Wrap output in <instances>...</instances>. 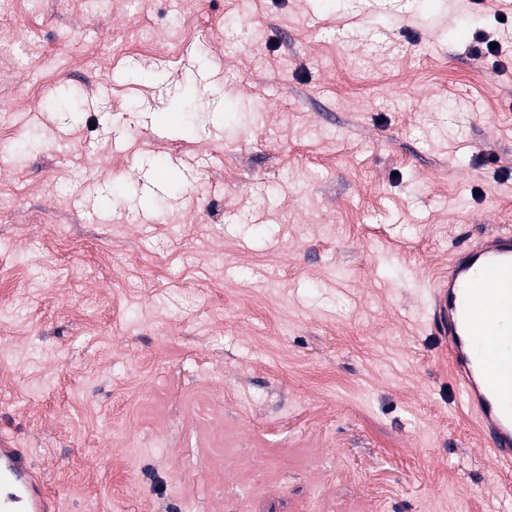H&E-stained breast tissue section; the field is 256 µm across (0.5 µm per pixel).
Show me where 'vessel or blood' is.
Wrapping results in <instances>:
<instances>
[{
    "label": "vessel or blood",
    "instance_id": "vessel-or-blood-1",
    "mask_svg": "<svg viewBox=\"0 0 512 512\" xmlns=\"http://www.w3.org/2000/svg\"><path fill=\"white\" fill-rule=\"evenodd\" d=\"M432 328L448 345L453 373L488 453L512 464V233L457 249L430 285ZM43 473L19 448H0V512H56Z\"/></svg>",
    "mask_w": 512,
    "mask_h": 512
}]
</instances>
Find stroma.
<instances>
[{
  "label": "stroma",
  "instance_id": "stroma-1",
  "mask_svg": "<svg viewBox=\"0 0 512 512\" xmlns=\"http://www.w3.org/2000/svg\"><path fill=\"white\" fill-rule=\"evenodd\" d=\"M491 6L0 0V446L59 512H512L430 326L512 231Z\"/></svg>",
  "mask_w": 512,
  "mask_h": 512
}]
</instances>
